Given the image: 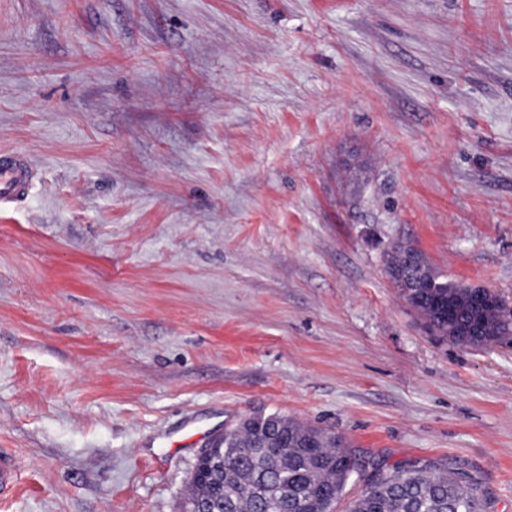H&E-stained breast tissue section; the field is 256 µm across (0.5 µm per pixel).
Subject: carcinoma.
<instances>
[{
  "mask_svg": "<svg viewBox=\"0 0 512 512\" xmlns=\"http://www.w3.org/2000/svg\"><path fill=\"white\" fill-rule=\"evenodd\" d=\"M387 271L406 301L439 335L481 347L512 338V311L501 297H480L438 277L424 255L404 243L388 252ZM362 464L346 441L277 414H253L224 431V465L196 461L187 499L204 512H333ZM491 498L452 469L407 463L367 479L348 512H489Z\"/></svg>",
  "mask_w": 512,
  "mask_h": 512,
  "instance_id": "obj_1",
  "label": "carcinoma"
}]
</instances>
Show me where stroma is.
Listing matches in <instances>:
<instances>
[{
	"label": "stroma",
	"instance_id": "35a3bbf8",
	"mask_svg": "<svg viewBox=\"0 0 512 512\" xmlns=\"http://www.w3.org/2000/svg\"><path fill=\"white\" fill-rule=\"evenodd\" d=\"M0 149V512H178L256 412L512 512V344L386 269L512 307V0H0ZM33 185V166L19 151H0V208L23 199ZM387 271L406 301L427 321L440 336L463 345L481 347L511 340L512 313L500 296L488 300L479 297L488 288H474L441 280L424 255L404 243L392 246L388 252ZM438 277L447 283L427 282Z\"/></svg>",
	"mask_w": 512,
	"mask_h": 512
}]
</instances>
